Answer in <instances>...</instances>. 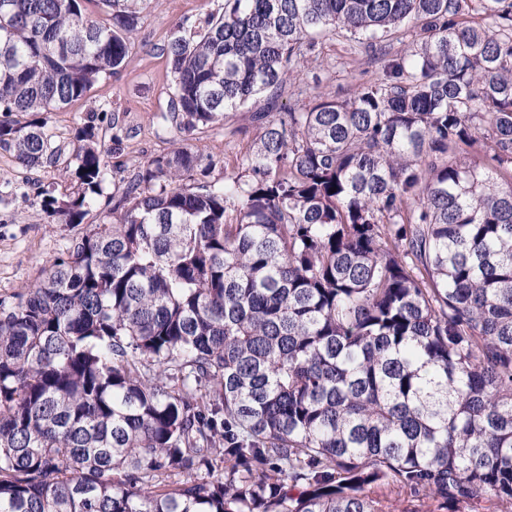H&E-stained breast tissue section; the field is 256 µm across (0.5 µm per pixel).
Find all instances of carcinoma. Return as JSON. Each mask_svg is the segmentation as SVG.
Segmentation results:
<instances>
[{
  "label": "carcinoma",
  "instance_id": "cac0c4a2",
  "mask_svg": "<svg viewBox=\"0 0 512 512\" xmlns=\"http://www.w3.org/2000/svg\"><path fill=\"white\" fill-rule=\"evenodd\" d=\"M146 5L0 0V149L53 163ZM315 35L405 49L282 111ZM162 51L174 135H260L221 182L150 160L0 302V512H512V0H224ZM76 138L55 224L102 193Z\"/></svg>",
  "mask_w": 512,
  "mask_h": 512
}]
</instances>
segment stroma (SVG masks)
<instances>
[{"instance_id": "stroma-1", "label": "stroma", "mask_w": 512, "mask_h": 512, "mask_svg": "<svg viewBox=\"0 0 512 512\" xmlns=\"http://www.w3.org/2000/svg\"><path fill=\"white\" fill-rule=\"evenodd\" d=\"M224 10V0H150L132 37L126 66L101 79L86 97L52 113L46 131L61 148L56 163L29 169L13 153L0 150V299L11 300L24 285L34 283L51 264L96 225L112 219V195L150 159L185 146L203 158L206 181L223 180L240 152L257 138L259 128L251 108L229 113L224 122L203 127L183 138L166 130L170 66L162 48L182 23ZM318 60L306 63L297 78L288 80L279 103L300 108L318 95L348 96L374 76L377 66L367 55L340 64L341 42L319 45ZM93 122L98 138L109 152L103 195L83 223H51L42 210L40 188L64 192L76 168L75 131Z\"/></svg>"}]
</instances>
